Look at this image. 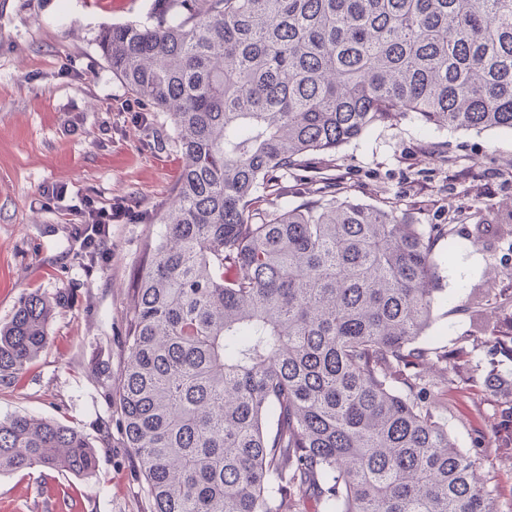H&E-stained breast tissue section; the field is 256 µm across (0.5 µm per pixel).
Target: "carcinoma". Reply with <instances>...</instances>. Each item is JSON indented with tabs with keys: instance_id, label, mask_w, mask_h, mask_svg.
Wrapping results in <instances>:
<instances>
[{
	"instance_id": "obj_1",
	"label": "carcinoma",
	"mask_w": 512,
	"mask_h": 512,
	"mask_svg": "<svg viewBox=\"0 0 512 512\" xmlns=\"http://www.w3.org/2000/svg\"><path fill=\"white\" fill-rule=\"evenodd\" d=\"M156 2L97 38L184 157L116 390L152 512H499L441 421L466 352L419 344L452 227L363 203L307 157L410 114L512 131V0ZM290 173L304 189L282 206ZM485 309L512 353V292ZM53 312L30 295L0 328V386ZM96 461L70 426L0 420V474Z\"/></svg>"
}]
</instances>
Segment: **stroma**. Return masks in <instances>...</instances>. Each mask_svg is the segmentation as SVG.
Listing matches in <instances>:
<instances>
[{
	"mask_svg": "<svg viewBox=\"0 0 512 512\" xmlns=\"http://www.w3.org/2000/svg\"><path fill=\"white\" fill-rule=\"evenodd\" d=\"M155 0H0V327L22 298L55 304L48 344L11 387L0 419L52 418L80 431L97 452L92 475L37 469L0 475V512H151L114 399L127 356L125 320L147 242L184 163L168 113L153 110L116 78L96 37L142 21ZM336 172L364 203L393 206L412 223H452L435 249L437 279L427 346L470 352L472 368L448 376L444 422L512 512V400L484 385L489 370L512 375L490 354V312L460 314L502 287L512 268V132L437 128L406 117L378 124L337 149ZM121 205L88 257L52 189Z\"/></svg>",
	"mask_w": 512,
	"mask_h": 512,
	"instance_id": "1",
	"label": "stroma"
}]
</instances>
